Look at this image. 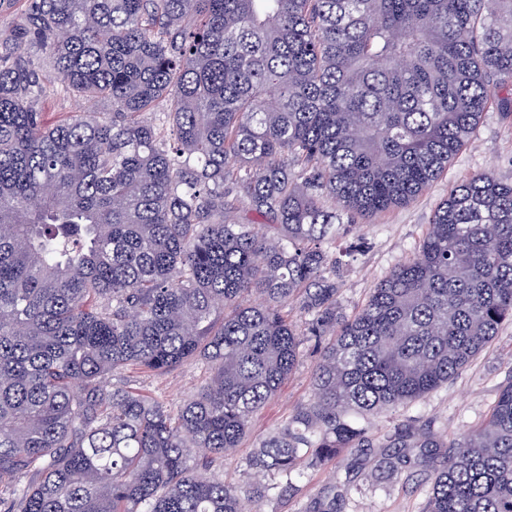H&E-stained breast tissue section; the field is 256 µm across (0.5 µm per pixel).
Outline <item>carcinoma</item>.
<instances>
[{"instance_id": "cac0c4a2", "label": "carcinoma", "mask_w": 512, "mask_h": 512, "mask_svg": "<svg viewBox=\"0 0 512 512\" xmlns=\"http://www.w3.org/2000/svg\"><path fill=\"white\" fill-rule=\"evenodd\" d=\"M28 47L90 110L46 119ZM491 82L512 83V0H28L0 39L4 512H251L343 450L377 483L421 476L424 512H512V378L455 437L359 424L512 321V183L454 186L418 255L349 317L329 250L438 179ZM307 334L332 337L314 398L254 449L268 481L244 499L205 472ZM190 359L209 377L177 407L112 382ZM344 505L333 484L307 512Z\"/></svg>"}]
</instances>
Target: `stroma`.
<instances>
[{"instance_id":"1","label":"stroma","mask_w":512,"mask_h":512,"mask_svg":"<svg viewBox=\"0 0 512 512\" xmlns=\"http://www.w3.org/2000/svg\"><path fill=\"white\" fill-rule=\"evenodd\" d=\"M491 170L512 182V116L489 107L483 113L470 141L460 150L448 170L409 204L374 215L348 226L336 240L337 248L357 245L356 261L343 270L339 303L345 314H353L367 300L376 284L406 258L415 254L425 235L429 218L447 198L449 190L476 173ZM318 341L308 337L301 347L299 363L281 391L251 420L249 432L213 468L225 484L247 491L254 474L250 458L254 448L279 427L297 407L313 397L312 373L319 358ZM207 370L190 360L178 368L156 374L125 369L120 377L130 386L150 393L169 405L180 404L205 381ZM512 377V323L498 335L458 376L421 398L396 410L373 414L361 424L370 437H377L407 421L429 424L444 436H456L466 426L480 422L489 413L497 391ZM365 471L355 468L349 455H341L328 466L304 470L295 495H281L261 502V512H306L323 488L336 482L349 485L345 512H421L424 496L416 479L406 475L386 478L373 493L364 492Z\"/></svg>"}]
</instances>
